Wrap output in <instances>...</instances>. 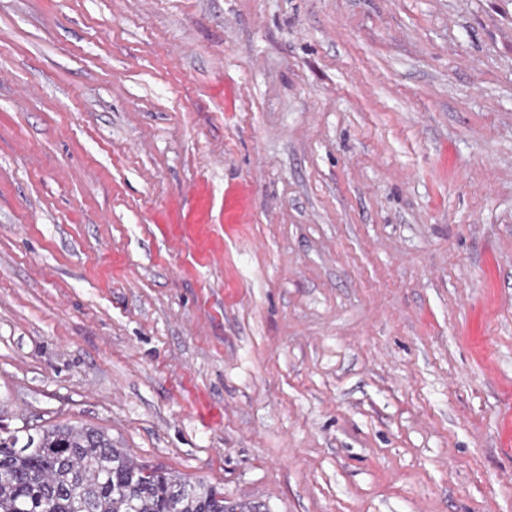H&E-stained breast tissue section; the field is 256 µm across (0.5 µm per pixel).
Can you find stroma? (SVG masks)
Wrapping results in <instances>:
<instances>
[{"label":"stroma","mask_w":512,"mask_h":512,"mask_svg":"<svg viewBox=\"0 0 512 512\" xmlns=\"http://www.w3.org/2000/svg\"><path fill=\"white\" fill-rule=\"evenodd\" d=\"M269 512H512V0H0V424Z\"/></svg>","instance_id":"35a3bbf8"}]
</instances>
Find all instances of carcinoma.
<instances>
[{
    "label": "carcinoma",
    "instance_id": "carcinoma-1",
    "mask_svg": "<svg viewBox=\"0 0 512 512\" xmlns=\"http://www.w3.org/2000/svg\"><path fill=\"white\" fill-rule=\"evenodd\" d=\"M224 488L149 468L88 424L0 435V512H262Z\"/></svg>",
    "mask_w": 512,
    "mask_h": 512
}]
</instances>
